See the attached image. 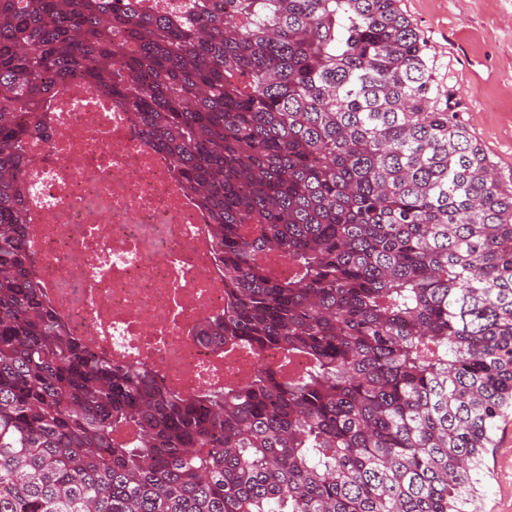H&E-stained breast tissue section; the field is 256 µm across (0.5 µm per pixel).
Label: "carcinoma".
I'll return each mask as SVG.
<instances>
[{
  "label": "carcinoma",
  "mask_w": 512,
  "mask_h": 512,
  "mask_svg": "<svg viewBox=\"0 0 512 512\" xmlns=\"http://www.w3.org/2000/svg\"><path fill=\"white\" fill-rule=\"evenodd\" d=\"M138 2L0 0V512H473L512 405V184L424 38L399 0ZM76 75L208 218L196 338L281 364L184 395L55 315L20 174ZM194 0H142L143 9L157 14L179 15L186 12Z\"/></svg>",
  "instance_id": "obj_1"
}]
</instances>
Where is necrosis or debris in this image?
Here are the masks:
<instances>
[{
  "label": "necrosis or debris",
  "mask_w": 512,
  "mask_h": 512,
  "mask_svg": "<svg viewBox=\"0 0 512 512\" xmlns=\"http://www.w3.org/2000/svg\"><path fill=\"white\" fill-rule=\"evenodd\" d=\"M27 142V245L72 335L119 361L155 367L183 392L242 380L279 353L217 359L192 330L224 306L206 217L177 189L170 161L142 145L131 112L73 78Z\"/></svg>",
  "instance_id": "1"
}]
</instances>
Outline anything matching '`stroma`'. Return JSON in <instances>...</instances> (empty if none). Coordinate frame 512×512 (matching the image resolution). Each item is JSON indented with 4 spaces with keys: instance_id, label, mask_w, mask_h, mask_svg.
<instances>
[{
    "instance_id": "1",
    "label": "stroma",
    "mask_w": 512,
    "mask_h": 512,
    "mask_svg": "<svg viewBox=\"0 0 512 512\" xmlns=\"http://www.w3.org/2000/svg\"><path fill=\"white\" fill-rule=\"evenodd\" d=\"M424 37L441 90L452 91L503 177L512 178V0H400ZM484 456L476 505L512 512V408Z\"/></svg>"
}]
</instances>
